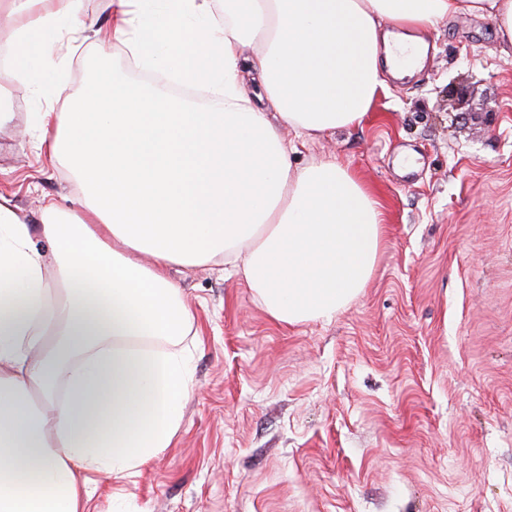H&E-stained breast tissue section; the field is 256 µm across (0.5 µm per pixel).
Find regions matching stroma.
Instances as JSON below:
<instances>
[{
    "label": "stroma",
    "instance_id": "stroma-1",
    "mask_svg": "<svg viewBox=\"0 0 512 512\" xmlns=\"http://www.w3.org/2000/svg\"><path fill=\"white\" fill-rule=\"evenodd\" d=\"M77 8L98 36L67 54L60 93L4 81L0 195L33 225L78 194L39 150L37 113L98 70L133 78L110 0ZM428 42L360 125L281 132L293 163L334 159L378 196L366 288L284 325L220 261L170 265L192 311L180 428L135 475L82 472L83 512H512V49L471 16Z\"/></svg>",
    "mask_w": 512,
    "mask_h": 512
}]
</instances>
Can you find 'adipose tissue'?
<instances>
[{
	"instance_id": "1",
	"label": "adipose tissue",
	"mask_w": 512,
	"mask_h": 512,
	"mask_svg": "<svg viewBox=\"0 0 512 512\" xmlns=\"http://www.w3.org/2000/svg\"><path fill=\"white\" fill-rule=\"evenodd\" d=\"M214 2L110 0L115 40L209 101L174 109L159 93L149 107L144 86L100 77L38 117L78 209L47 205L34 227L0 196V512H80L81 471L129 476L169 446L192 378L185 351L147 345L189 333L168 265L241 266L283 324L331 317L365 288L379 200L335 160L293 164L281 128L312 139L361 124L382 65L415 68L421 34L456 16L493 20L512 46V0H224L220 15ZM1 12L17 21L15 76L56 88L54 46L86 33L76 0Z\"/></svg>"
}]
</instances>
